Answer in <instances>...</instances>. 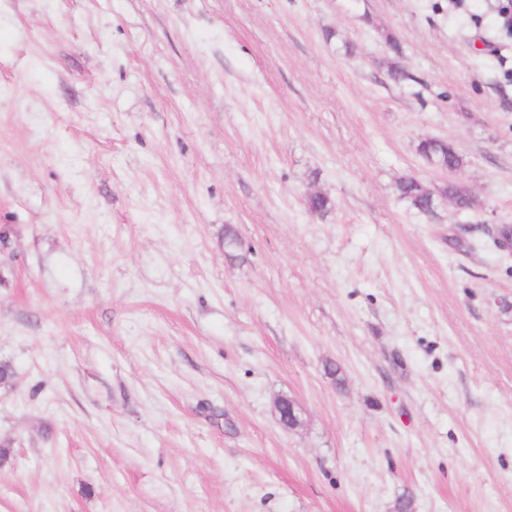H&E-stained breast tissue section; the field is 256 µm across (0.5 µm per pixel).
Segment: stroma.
<instances>
[{"instance_id":"35a3bbf8","label":"stroma","mask_w":512,"mask_h":512,"mask_svg":"<svg viewBox=\"0 0 512 512\" xmlns=\"http://www.w3.org/2000/svg\"><path fill=\"white\" fill-rule=\"evenodd\" d=\"M497 5L0 0V512H512ZM419 152L428 159H436L446 169H461L464 167V159L451 146L435 139H425L419 144ZM396 190L401 199L409 202L419 212H433L434 195L418 180L403 178L397 183ZM279 422L284 429H295L301 423V409L288 397H281L276 403Z\"/></svg>"}]
</instances>
